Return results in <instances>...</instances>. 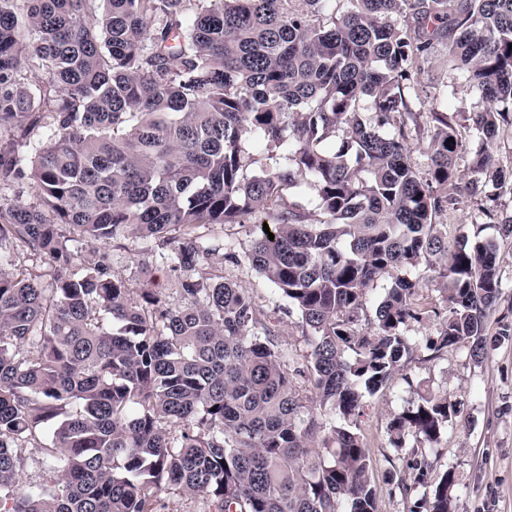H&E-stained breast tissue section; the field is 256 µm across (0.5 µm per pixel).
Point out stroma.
<instances>
[{"label":"stroma","instance_id":"obj_1","mask_svg":"<svg viewBox=\"0 0 512 512\" xmlns=\"http://www.w3.org/2000/svg\"><path fill=\"white\" fill-rule=\"evenodd\" d=\"M413 85L424 103L438 97L454 112H468L481 103L479 92L449 68L441 51L414 74ZM435 222L452 245L478 227L484 237L498 240L502 294L496 310L511 309L512 239H500L496 225L482 224L475 201L439 214ZM250 231L247 223L202 226L200 236L232 243L240 257L234 264L219 251L209 255L207 263L247 288L264 312L276 317L278 344L288 349L296 362L305 363L312 347L302 332L298 313L283 315L286 302L275 285L252 270L246 260ZM108 248L132 292L155 288L168 293L172 305H179V297L170 292L173 272L152 258L146 240L127 233L112 240ZM421 387L459 401L462 416L449 424L432 447H420L411 433L405 435L401 447H394L389 425L403 409L416 403ZM357 424L371 460L369 476L379 512H425L436 478L448 470L456 477L454 512H512V338L500 341L479 362L473 360L465 344L449 347L435 359L427 351L414 352L385 387L367 398ZM419 454L429 465L427 481L421 485L414 483L412 470Z\"/></svg>","mask_w":512,"mask_h":512}]
</instances>
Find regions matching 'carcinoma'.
Listing matches in <instances>:
<instances>
[{
  "mask_svg": "<svg viewBox=\"0 0 512 512\" xmlns=\"http://www.w3.org/2000/svg\"><path fill=\"white\" fill-rule=\"evenodd\" d=\"M511 43L512 0H0V188L36 195L0 197V512H170L162 490L201 512H378L356 421L424 311L399 276L365 334L368 290L391 269L438 271L433 358L468 344L481 360L512 335L504 314L489 336L496 243L450 248L434 224L456 197L512 183L483 149L463 185L458 170L462 130L512 133ZM439 44L485 107L414 109L411 72ZM427 125L423 179L408 140ZM249 144L279 162L244 177ZM301 180L317 218L285 195ZM480 212L512 238V212ZM262 214L246 258L299 313L304 370L207 264L224 242L196 233ZM126 231L156 243L179 306L133 297L108 252L76 263L77 239ZM18 250L43 273H14ZM460 413L425 390L393 443H436ZM455 483L440 475L429 512H450Z\"/></svg>",
  "mask_w": 512,
  "mask_h": 512,
  "instance_id": "1",
  "label": "carcinoma"
}]
</instances>
